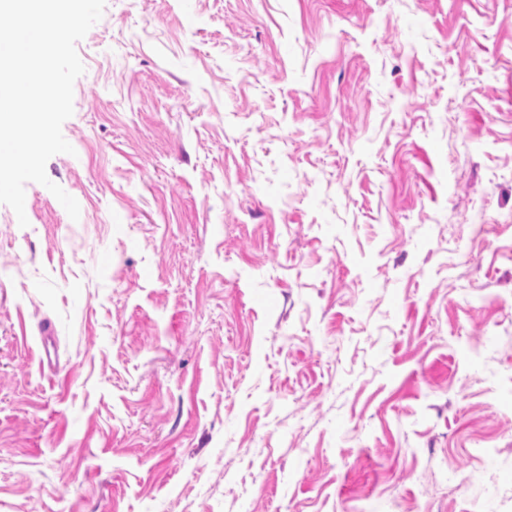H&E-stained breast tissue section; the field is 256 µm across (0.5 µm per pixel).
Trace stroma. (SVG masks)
I'll return each mask as SVG.
<instances>
[{"mask_svg":"<svg viewBox=\"0 0 512 512\" xmlns=\"http://www.w3.org/2000/svg\"><path fill=\"white\" fill-rule=\"evenodd\" d=\"M76 50L80 216L0 204V512H512V0H107Z\"/></svg>","mask_w":512,"mask_h":512,"instance_id":"obj_1","label":"stroma"}]
</instances>
